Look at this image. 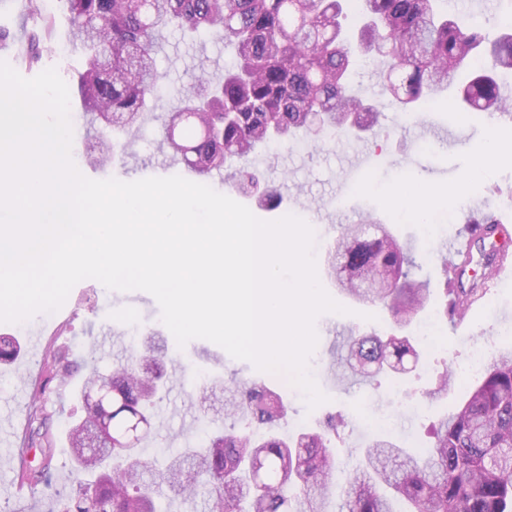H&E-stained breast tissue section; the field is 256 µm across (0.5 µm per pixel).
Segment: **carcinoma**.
I'll return each mask as SVG.
<instances>
[{"instance_id": "carcinoma-1", "label": "carcinoma", "mask_w": 512, "mask_h": 512, "mask_svg": "<svg viewBox=\"0 0 512 512\" xmlns=\"http://www.w3.org/2000/svg\"><path fill=\"white\" fill-rule=\"evenodd\" d=\"M72 40L84 55L77 96L90 124L117 123L131 141L158 98L155 55L177 29L194 38L209 33L235 52L224 74L203 70L169 115L158 144L198 175L214 171L255 187L247 163L260 147L307 133L320 117L321 136L369 131L381 112L354 93L349 75L355 58L375 55L387 89L406 111L443 95L460 112L512 111L500 89L512 76V23L502 15L490 37L473 15L450 16L441 0H360L356 37L344 28L345 0H66ZM52 17L42 33L24 34L15 60L31 68L53 50ZM114 143L100 139L89 163L112 162ZM443 262L453 267L443 286V315L455 318L479 289L466 285L470 254ZM410 250L383 225L365 220L342 228L329 251L328 274L341 292L379 302L396 332L351 338L348 368L371 378L406 370L420 352L403 330L425 308L428 286L410 278ZM166 353L154 336L144 350L110 374L91 372L80 389L85 416L67 437L73 475L69 492H56L47 512H162L164 500L185 499L210 485V512H334L328 484L336 475L333 441L347 426L330 415L318 427L284 436L282 398L263 383L244 386L225 403L227 416L244 418L241 431L211 429L197 451L187 448L156 469L139 448L116 442L135 416L150 423ZM73 360L61 352L48 370L69 374ZM51 398L36 390L21 447L36 448L39 462L22 464L29 486H52L56 440L47 420ZM432 441L415 453L376 437L346 476V512H512V346L506 345L481 372L466 399L440 415Z\"/></svg>"}]
</instances>
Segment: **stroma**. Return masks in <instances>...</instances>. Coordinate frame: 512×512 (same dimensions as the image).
Segmentation results:
<instances>
[{
    "label": "stroma",
    "mask_w": 512,
    "mask_h": 512,
    "mask_svg": "<svg viewBox=\"0 0 512 512\" xmlns=\"http://www.w3.org/2000/svg\"><path fill=\"white\" fill-rule=\"evenodd\" d=\"M51 11L58 52L44 56L39 67L56 68L68 82L80 68L82 57L70 40L65 0H54ZM232 62V50L221 41H190L179 32H169L157 57L161 80L155 114L146 118L132 146L119 150L112 165L104 168L86 162L98 139L78 99H71L70 119L77 132L72 158L77 168L95 180L187 176L183 164L170 162L157 150L161 118L200 70L220 74ZM492 136L502 153L512 156V113H482L467 119L442 101L421 106L418 116L409 119L395 107L386 111L374 136L366 139L343 135L326 142L312 139L261 149L255 166L280 196L278 208H268L257 195L239 191L223 175H213L207 184L247 206L259 219L273 221L293 214L315 225V256L319 259L334 242L340 225L372 216L399 239L412 241L416 266L411 274L428 282L436 301L440 298L442 247L459 233L463 212L481 208L512 220V163L486 164L487 142ZM480 167L485 174L480 182H473L472 174ZM405 181L416 182L420 191L431 195L450 194L462 185L467 192L432 215L434 231L427 236L421 223L402 214L391 199ZM319 280L348 312L326 313L316 320L318 344L309 360V372L328 400L313 409L286 374L258 371L250 362L233 358L205 339L178 346L161 321L157 301L144 291L111 290L97 280L86 279L73 287L58 311L40 312L18 324L0 323V335L16 338L20 346L13 362L0 364V512H29L32 506L44 505L49 495L50 488L22 489L14 481L17 460L13 445L27 427L32 393L43 382L53 399L50 425L56 436V456L52 488L70 486L66 432L80 416L82 401L72 395L67 382L46 380L43 363L50 350H68L71 358L94 361L105 371L142 346L150 335L165 336L170 390L153 409L154 428L143 445L147 459H155L162 448L175 452L187 442L201 445L208 425L231 428V419L224 415L225 398L234 387L261 382L287 402V432L343 412L348 424L335 443V453L341 468L346 469L357 464L362 448L378 434L391 435L410 449L426 445L430 425L456 407L472 384L470 377L458 374V366L466 362L477 343L512 334V282H507L485 294L483 310L468 312L458 330H451L448 320L435 319L432 310H424L407 329L424 352L419 364L406 373L365 380L339 364L340 342L350 331L363 334L385 329V315L377 307L341 293L327 275H320ZM446 368L454 372L453 385L447 396L433 397L436 377ZM202 393L207 396L203 402L198 399Z\"/></svg>",
    "instance_id": "stroma-1"
}]
</instances>
